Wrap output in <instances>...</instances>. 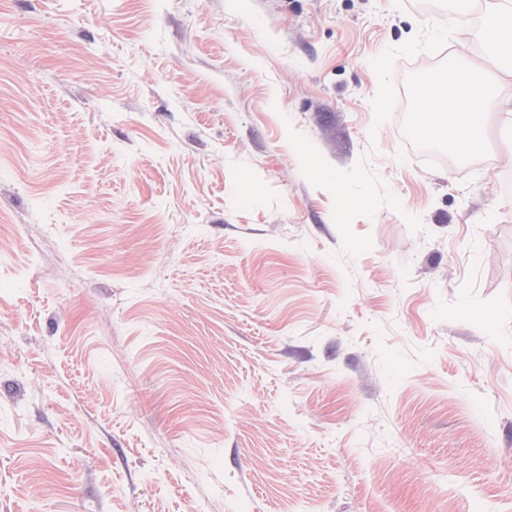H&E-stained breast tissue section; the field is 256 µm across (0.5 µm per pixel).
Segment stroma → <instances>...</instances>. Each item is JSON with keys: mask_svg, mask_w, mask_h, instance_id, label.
I'll use <instances>...</instances> for the list:
<instances>
[{"mask_svg": "<svg viewBox=\"0 0 512 512\" xmlns=\"http://www.w3.org/2000/svg\"><path fill=\"white\" fill-rule=\"evenodd\" d=\"M442 0H0V512H512V76ZM498 79L467 158L425 72Z\"/></svg>", "mask_w": 512, "mask_h": 512, "instance_id": "1", "label": "stroma"}]
</instances>
